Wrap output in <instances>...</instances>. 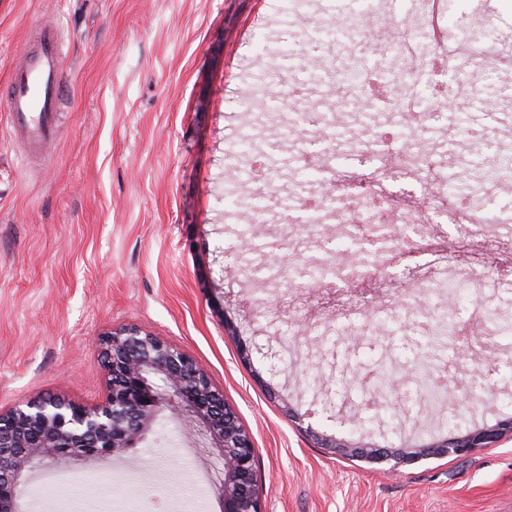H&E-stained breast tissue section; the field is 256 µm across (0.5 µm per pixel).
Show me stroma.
Instances as JSON below:
<instances>
[{
  "label": "stroma",
  "mask_w": 512,
  "mask_h": 512,
  "mask_svg": "<svg viewBox=\"0 0 512 512\" xmlns=\"http://www.w3.org/2000/svg\"><path fill=\"white\" fill-rule=\"evenodd\" d=\"M416 0H0V412L57 396L103 400L98 341L134 326L193 357L256 448L263 512H512V438L466 457L349 459L311 432L381 448L512 419V185L480 162L512 155V72L456 59L411 78L394 53L355 46L363 10L390 26ZM64 59L58 138L37 157L8 122L13 69L48 19ZM334 22L343 34L327 42ZM447 23L481 43L512 38V0H448ZM384 73L434 105L471 94L415 133L440 194L482 207L485 231L385 221L342 233V202L313 213L324 154L296 112L338 116L330 154L404 131L403 114L353 109L335 72ZM298 95H291L293 86ZM314 168L303 169L301 155ZM499 271L482 289L429 266ZM500 319L447 356L438 317ZM446 368V397L423 380ZM304 414L297 422L285 412ZM224 460L205 423L163 408L147 439L27 472L22 512H223Z\"/></svg>",
  "instance_id": "obj_1"
}]
</instances>
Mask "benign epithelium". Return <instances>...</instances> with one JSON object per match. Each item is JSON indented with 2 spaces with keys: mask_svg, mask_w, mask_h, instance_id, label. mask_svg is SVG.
Returning a JSON list of instances; mask_svg holds the SVG:
<instances>
[{
  "mask_svg": "<svg viewBox=\"0 0 512 512\" xmlns=\"http://www.w3.org/2000/svg\"><path fill=\"white\" fill-rule=\"evenodd\" d=\"M108 375L105 399L92 407L61 398L31 401L0 413V512H19L16 489L32 464L58 459L121 455L151 430L164 406L187 408L207 424L224 456L219 495L224 512H262L253 479L256 449L236 414L224 403L206 371L185 351L163 338L123 327L99 342ZM512 435V419L464 434L390 450L316 436L324 448L373 462H416L429 456L464 457Z\"/></svg>",
  "mask_w": 512,
  "mask_h": 512,
  "instance_id": "7a95c632",
  "label": "benign epithelium"
}]
</instances>
